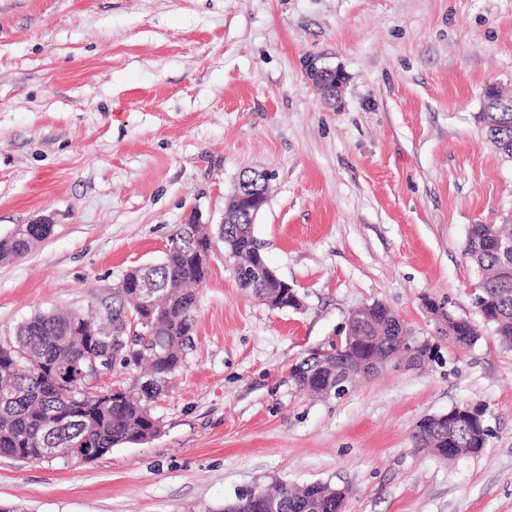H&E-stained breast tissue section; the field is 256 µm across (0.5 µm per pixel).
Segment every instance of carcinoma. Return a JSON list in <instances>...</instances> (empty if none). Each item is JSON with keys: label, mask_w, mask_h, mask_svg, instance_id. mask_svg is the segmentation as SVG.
Returning a JSON list of instances; mask_svg holds the SVG:
<instances>
[{"label": "carcinoma", "mask_w": 512, "mask_h": 512, "mask_svg": "<svg viewBox=\"0 0 512 512\" xmlns=\"http://www.w3.org/2000/svg\"><path fill=\"white\" fill-rule=\"evenodd\" d=\"M502 93L489 86L483 93V111L477 116L483 132L496 137L495 150L512 162V108L498 106ZM51 224H21L13 234L0 239V260L19 258L30 247L48 237ZM197 237L199 244L212 246L209 226L194 223V217L180 225L171 238L165 257L158 263L137 267L123 280H150L151 296L145 300L133 288H119V307L112 309L108 326L80 312L37 313L16 331V341L0 346V455L19 460H42L43 448H97L103 456L112 448L145 441L159 432V422L151 415L148 403L167 386L181 366L184 345L195 323L197 296L188 289L202 282L207 269L188 257L184 241ZM219 237L236 267L238 286L261 299L267 293L258 282L256 269L265 261L250 224H222ZM466 254L479 272L475 304L484 322L493 326L505 345H512V278L498 274L512 256V226L509 224H473L469 229ZM145 320L142 331L124 332L127 316ZM385 346L398 354L407 353L416 341L402 338L380 322ZM448 336L458 345L470 346L480 336L477 327L463 319L450 325ZM144 361L149 371L136 390L122 392L92 391L86 380H75L71 397L62 395L61 373L81 368L93 377L117 366L127 367ZM295 385L326 396L340 397L356 386L343 382L336 389V373L318 368V356L310 354L290 372ZM457 410L466 414L453 433L454 444L440 441L433 432H413L415 447L431 455L448 459V447L462 455L481 452L489 436L486 409L463 404ZM272 502L271 512H344V492L324 483H309L301 488L281 485L265 493Z\"/></svg>", "instance_id": "1"}]
</instances>
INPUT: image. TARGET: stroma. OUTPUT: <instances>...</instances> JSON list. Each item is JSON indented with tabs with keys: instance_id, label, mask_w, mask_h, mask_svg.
<instances>
[{
	"instance_id": "35a3bbf8",
	"label": "stroma",
	"mask_w": 512,
	"mask_h": 512,
	"mask_svg": "<svg viewBox=\"0 0 512 512\" xmlns=\"http://www.w3.org/2000/svg\"><path fill=\"white\" fill-rule=\"evenodd\" d=\"M343 73L336 103L311 73ZM512 94V0H0V343L38 311L107 313L191 211L218 224L266 173L253 226L301 304L239 288L214 241L154 438L81 465L0 457V512H222L285 483L344 489L346 512H512V347L475 306L471 225L512 216V163L475 120ZM381 303L437 358L341 398L289 372ZM478 325L455 347L437 309ZM487 408L481 454L415 448L421 419ZM52 229L53 223L48 218L18 225L11 236L0 239V260L23 256L35 242L48 237Z\"/></svg>"
}]
</instances>
